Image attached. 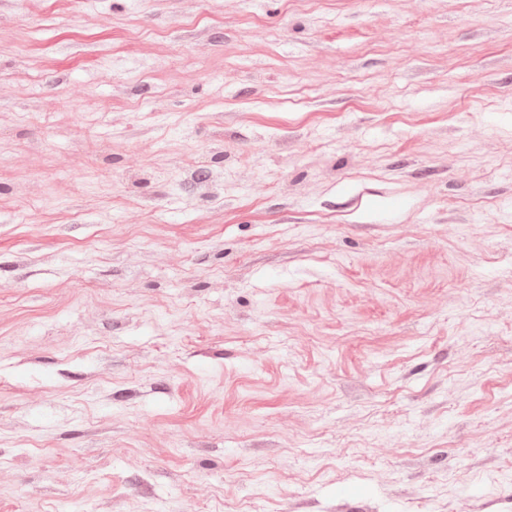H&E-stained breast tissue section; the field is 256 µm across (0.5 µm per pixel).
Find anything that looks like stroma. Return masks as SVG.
Masks as SVG:
<instances>
[{
  "label": "stroma",
  "instance_id": "1",
  "mask_svg": "<svg viewBox=\"0 0 512 512\" xmlns=\"http://www.w3.org/2000/svg\"><path fill=\"white\" fill-rule=\"evenodd\" d=\"M0 512H512V0H0Z\"/></svg>",
  "mask_w": 512,
  "mask_h": 512
}]
</instances>
